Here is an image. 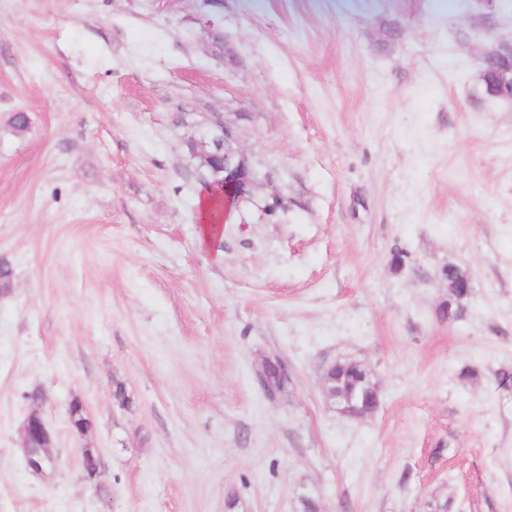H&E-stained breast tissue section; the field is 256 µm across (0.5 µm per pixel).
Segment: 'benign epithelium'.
<instances>
[{
	"label": "benign epithelium",
	"mask_w": 512,
	"mask_h": 512,
	"mask_svg": "<svg viewBox=\"0 0 512 512\" xmlns=\"http://www.w3.org/2000/svg\"><path fill=\"white\" fill-rule=\"evenodd\" d=\"M480 76L486 90L512 99V52H489L480 61ZM209 126L214 130L210 142L195 143V152L217 177L220 186H229L236 192L235 206L252 201L255 185L253 172L249 169L239 146L236 129L224 121V114H212ZM54 434L44 421L40 406L34 405L21 428V445L27 469L35 475H43L55 466ZM86 460V475L92 481L100 477L99 462L94 449H83Z\"/></svg>",
	"instance_id": "1"
}]
</instances>
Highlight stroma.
<instances>
[{"mask_svg":"<svg viewBox=\"0 0 512 512\" xmlns=\"http://www.w3.org/2000/svg\"><path fill=\"white\" fill-rule=\"evenodd\" d=\"M511 44L512 0H0V512H512V101L480 80ZM212 112L256 186L205 249ZM341 358L375 412L329 408ZM451 270L452 271L448 272V304H450L451 306V313L453 318L458 319L459 317L462 316V314L465 311L466 303L470 298L469 296L471 294V288L468 283H466L464 287H462L468 288V293L466 296H462L459 293V288H453L454 282L458 280L460 277L466 278L467 280H469V278L464 273L465 271L461 270L456 265L453 268H451ZM36 440L40 444L35 445ZM54 434L44 421L40 406L33 405L21 428V445L27 469L35 475H43L55 466Z\"/></svg>","mask_w":512,"mask_h":512,"instance_id":"35a3bbf8","label":"stroma"}]
</instances>
